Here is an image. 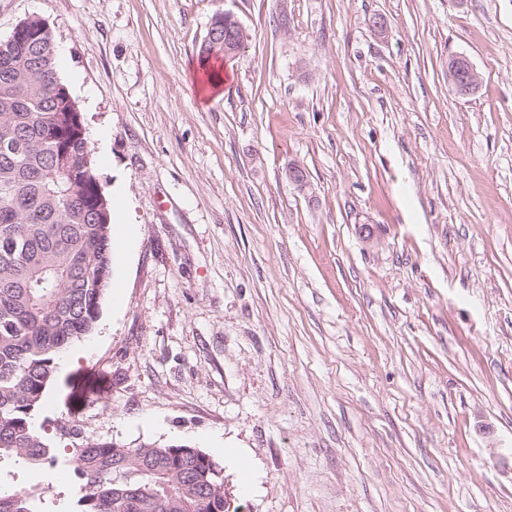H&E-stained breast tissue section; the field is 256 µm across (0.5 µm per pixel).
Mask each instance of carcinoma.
<instances>
[{
  "mask_svg": "<svg viewBox=\"0 0 512 512\" xmlns=\"http://www.w3.org/2000/svg\"><path fill=\"white\" fill-rule=\"evenodd\" d=\"M81 126L48 24L21 21L0 39V464L76 482L61 511L50 484L0 479V512H224L221 467L198 448L77 433L59 446L31 424L112 274L111 205Z\"/></svg>",
  "mask_w": 512,
  "mask_h": 512,
  "instance_id": "cac0c4a2",
  "label": "carcinoma"
}]
</instances>
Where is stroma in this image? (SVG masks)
I'll return each instance as SVG.
<instances>
[{"label": "stroma", "instance_id": "obj_1", "mask_svg": "<svg viewBox=\"0 0 512 512\" xmlns=\"http://www.w3.org/2000/svg\"><path fill=\"white\" fill-rule=\"evenodd\" d=\"M29 17L135 226L35 425L220 435L242 512H512V0H0V38ZM448 80L461 96L472 94L481 84L480 73L473 63L462 55L455 57V65L448 73Z\"/></svg>", "mask_w": 512, "mask_h": 512}]
</instances>
